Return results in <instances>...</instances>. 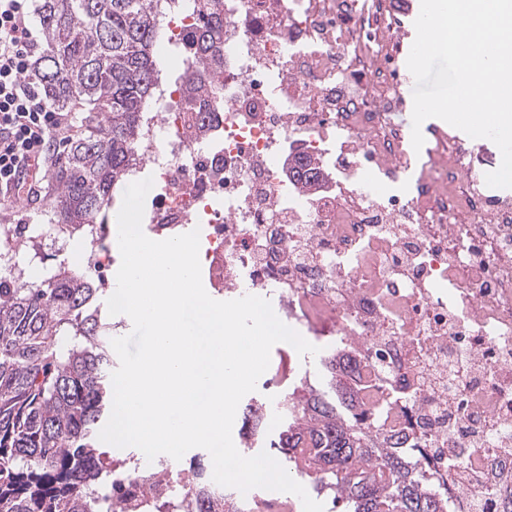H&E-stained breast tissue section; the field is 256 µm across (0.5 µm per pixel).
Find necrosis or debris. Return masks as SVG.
I'll list each match as a JSON object with an SVG mask.
<instances>
[{"mask_svg": "<svg viewBox=\"0 0 512 512\" xmlns=\"http://www.w3.org/2000/svg\"><path fill=\"white\" fill-rule=\"evenodd\" d=\"M197 5L165 0L181 73L156 88L126 174H153L148 231L208 225L200 263L215 291L274 296L283 322L382 373L373 433L399 415L453 512H512V202L438 126L399 190L412 167L392 118L402 15L391 0H214L225 25L204 67ZM305 154L321 168L308 189L288 179ZM177 472L131 456L126 512Z\"/></svg>", "mask_w": 512, "mask_h": 512, "instance_id": "4bbe7bcc", "label": "necrosis or debris"}]
</instances>
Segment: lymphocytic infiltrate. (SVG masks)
I'll return each mask as SVG.
<instances>
[{"mask_svg": "<svg viewBox=\"0 0 512 512\" xmlns=\"http://www.w3.org/2000/svg\"><path fill=\"white\" fill-rule=\"evenodd\" d=\"M40 47L28 0H0V195L33 198L46 158L70 130L29 81Z\"/></svg>", "mask_w": 512, "mask_h": 512, "instance_id": "lymphocytic-infiltrate-1", "label": "lymphocytic infiltrate"}]
</instances>
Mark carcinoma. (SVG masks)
<instances>
[{"instance_id": "cac0c4a2", "label": "carcinoma", "mask_w": 512, "mask_h": 512, "mask_svg": "<svg viewBox=\"0 0 512 512\" xmlns=\"http://www.w3.org/2000/svg\"><path fill=\"white\" fill-rule=\"evenodd\" d=\"M154 0H40L43 48L29 77L49 105L82 113L79 131L54 148L45 204L47 225L98 244L150 105L164 37ZM224 18L212 14L195 52L208 62ZM316 160L288 164L303 186L318 179ZM103 290L77 267H60L38 284L17 273L0 278V512H118L122 486L98 433L112 409V316ZM326 392L297 386L283 396L280 430L270 443L295 472L332 496L340 512H449L448 492L419 466L418 453L392 431L387 446L370 432L363 398L376 383L351 360L322 364ZM197 503L171 492L154 512H192Z\"/></svg>"}]
</instances>
